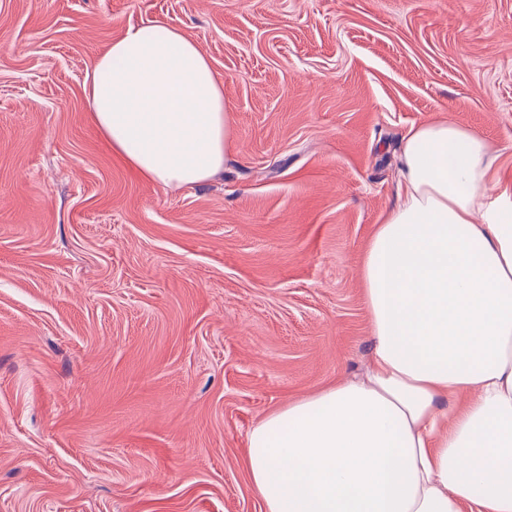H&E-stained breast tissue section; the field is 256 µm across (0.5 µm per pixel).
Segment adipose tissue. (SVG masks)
Returning a JSON list of instances; mask_svg holds the SVG:
<instances>
[{
	"mask_svg": "<svg viewBox=\"0 0 512 512\" xmlns=\"http://www.w3.org/2000/svg\"><path fill=\"white\" fill-rule=\"evenodd\" d=\"M90 117L165 188L221 172L232 113L198 46L129 29L85 79ZM454 123L411 127L402 192L365 250L361 378L272 411L245 467L265 512H512V186Z\"/></svg>",
	"mask_w": 512,
	"mask_h": 512,
	"instance_id": "1",
	"label": "adipose tissue"
}]
</instances>
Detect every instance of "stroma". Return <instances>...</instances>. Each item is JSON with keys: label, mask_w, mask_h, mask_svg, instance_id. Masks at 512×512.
I'll list each match as a JSON object with an SVG mask.
<instances>
[{"label": "stroma", "mask_w": 512, "mask_h": 512, "mask_svg": "<svg viewBox=\"0 0 512 512\" xmlns=\"http://www.w3.org/2000/svg\"><path fill=\"white\" fill-rule=\"evenodd\" d=\"M154 22L232 111L200 185L140 177L86 108ZM434 119L512 182V0H0V512H264L248 433L362 374V256Z\"/></svg>", "instance_id": "1"}]
</instances>
